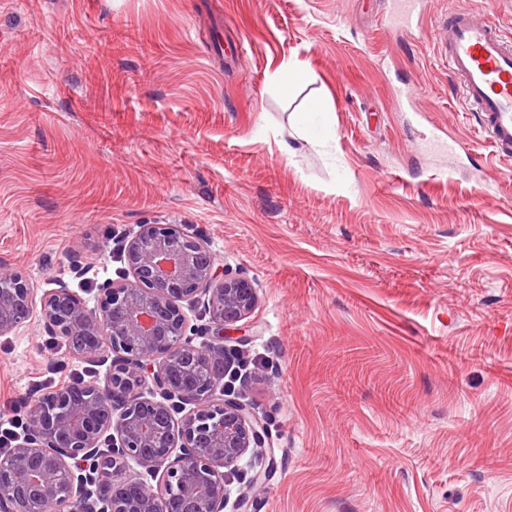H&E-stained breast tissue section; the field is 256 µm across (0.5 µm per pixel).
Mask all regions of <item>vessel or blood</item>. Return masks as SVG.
<instances>
[{"instance_id":"vessel-or-blood-1","label":"vessel or blood","mask_w":512,"mask_h":512,"mask_svg":"<svg viewBox=\"0 0 512 512\" xmlns=\"http://www.w3.org/2000/svg\"><path fill=\"white\" fill-rule=\"evenodd\" d=\"M441 52L465 101L481 116V131L503 154L512 153V44L495 25L465 10L451 11L438 26Z\"/></svg>"}]
</instances>
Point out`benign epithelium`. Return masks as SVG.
Wrapping results in <instances>:
<instances>
[{"label": "benign epithelium", "mask_w": 512, "mask_h": 512, "mask_svg": "<svg viewBox=\"0 0 512 512\" xmlns=\"http://www.w3.org/2000/svg\"><path fill=\"white\" fill-rule=\"evenodd\" d=\"M125 258L128 277L104 282L94 308L64 286L39 297L0 268V336L37 317L72 355L111 359L105 384L65 383L31 404L24 437L0 454V512H224L228 474L266 447V423L223 383L225 342L255 306L253 288L182 224L142 225ZM185 300L209 311L206 348ZM266 474H253L237 512Z\"/></svg>", "instance_id": "1"}]
</instances>
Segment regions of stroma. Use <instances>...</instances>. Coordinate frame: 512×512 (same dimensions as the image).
<instances>
[{
	"label": "stroma",
	"instance_id": "obj_1",
	"mask_svg": "<svg viewBox=\"0 0 512 512\" xmlns=\"http://www.w3.org/2000/svg\"><path fill=\"white\" fill-rule=\"evenodd\" d=\"M454 8L512 40V0L409 30L394 0H0V267L92 307L182 224L256 294L233 384L271 453L227 512L265 468L250 512H512V156L438 52ZM46 341L0 336V414L58 367L105 381Z\"/></svg>",
	"mask_w": 512,
	"mask_h": 512
}]
</instances>
